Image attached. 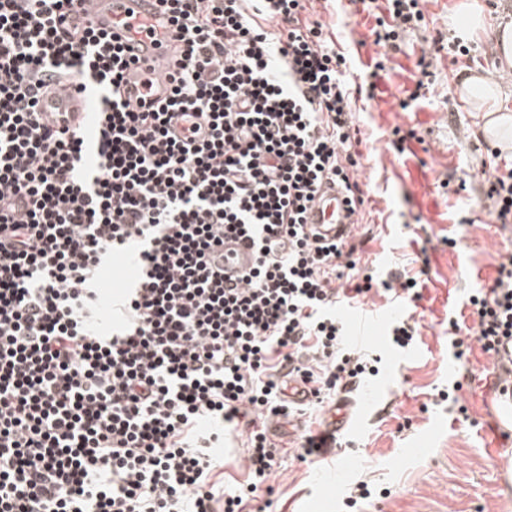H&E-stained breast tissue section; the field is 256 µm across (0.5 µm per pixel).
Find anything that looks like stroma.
Masks as SVG:
<instances>
[{
    "instance_id": "obj_1",
    "label": "stroma",
    "mask_w": 512,
    "mask_h": 512,
    "mask_svg": "<svg viewBox=\"0 0 512 512\" xmlns=\"http://www.w3.org/2000/svg\"><path fill=\"white\" fill-rule=\"evenodd\" d=\"M455 2L422 0L424 19L389 52L374 98L350 95L367 197L354 235L360 265L380 284L403 274L422 283L418 298L373 294L365 306L399 312L418 337L405 349L386 335L363 340L379 373L367 386L340 391L355 400L356 414L339 447L298 459L307 436L323 429L329 398L308 406L303 426L281 428L277 512H512V452L490 453L492 411L483 405L496 364L480 346L461 361L451 348L452 321L474 323L469 294L492 287L501 255L512 252V226L496 223L483 196L489 180L512 170V152L484 135V113L460 88L500 68L496 32L512 20V0H477L484 31L463 53L451 48ZM314 9L347 59L351 84L363 83L378 52L374 17L358 0H315ZM424 54L432 58L425 72L417 67ZM420 81L421 98L401 110ZM448 391L466 414L449 408ZM324 473L339 474V482L323 485ZM359 481L371 496L347 507Z\"/></svg>"
}]
</instances>
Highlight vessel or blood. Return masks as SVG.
<instances>
[{
    "mask_svg": "<svg viewBox=\"0 0 512 512\" xmlns=\"http://www.w3.org/2000/svg\"><path fill=\"white\" fill-rule=\"evenodd\" d=\"M87 18L111 32L134 65L126 70L121 95L135 102L137 93H152L162 101L168 93L167 73L175 55L176 28L159 0H90ZM307 222L318 233L330 238L351 234L354 217L344 204V196L333 184L323 185L307 213ZM228 257L224 277L236 283L256 262V250L247 243H225Z\"/></svg>",
    "mask_w": 512,
    "mask_h": 512,
    "instance_id": "1",
    "label": "vessel or blood"
}]
</instances>
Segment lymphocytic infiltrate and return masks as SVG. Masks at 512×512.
Here are the masks:
<instances>
[{"label":"lymphocytic infiltrate","mask_w":512,"mask_h":512,"mask_svg":"<svg viewBox=\"0 0 512 512\" xmlns=\"http://www.w3.org/2000/svg\"><path fill=\"white\" fill-rule=\"evenodd\" d=\"M80 2L0 0V512H247L280 467L263 421L285 412L282 376L320 403L378 372L336 314L372 276L304 227L323 180L360 192L346 58L308 0H160L181 45L170 96L140 111ZM384 2L385 49L423 13ZM62 78L90 95L94 134L51 110ZM228 237L258 251L239 286L211 258ZM130 255L138 277L105 295L101 268ZM497 273L456 358L512 338L511 253ZM242 434L227 490L224 439Z\"/></svg>","instance_id":"1"}]
</instances>
